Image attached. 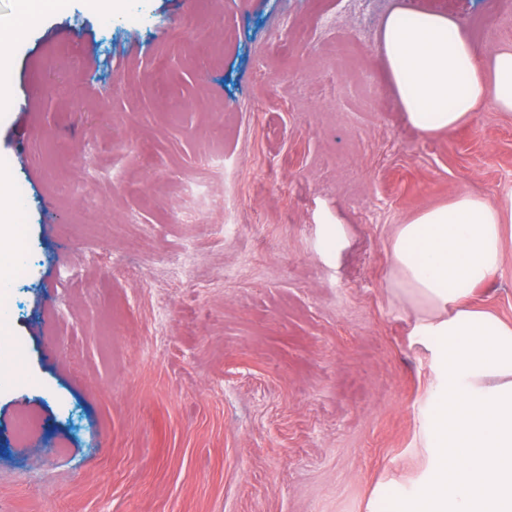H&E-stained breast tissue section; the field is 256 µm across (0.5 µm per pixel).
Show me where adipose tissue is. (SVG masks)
<instances>
[{"label":"adipose tissue","mask_w":512,"mask_h":512,"mask_svg":"<svg viewBox=\"0 0 512 512\" xmlns=\"http://www.w3.org/2000/svg\"><path fill=\"white\" fill-rule=\"evenodd\" d=\"M397 99L424 133L452 129L484 101L512 112V47L490 58L448 16L392 15L380 36ZM0 176V288L19 264L16 209ZM512 196L460 193L402 225L392 273L433 308L414 333L433 341L421 426L425 464L412 490L392 484L397 512H512V321L474 304V288L504 262Z\"/></svg>","instance_id":"1"}]
</instances>
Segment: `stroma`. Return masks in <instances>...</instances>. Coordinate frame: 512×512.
<instances>
[{"label":"stroma","mask_w":512,"mask_h":512,"mask_svg":"<svg viewBox=\"0 0 512 512\" xmlns=\"http://www.w3.org/2000/svg\"><path fill=\"white\" fill-rule=\"evenodd\" d=\"M399 8L512 44V0H0V512H367L416 479L431 352L391 245L512 195V112L411 126ZM471 299L512 320V244ZM6 178L0 176V290L1 298L11 276L19 265V251L16 243V209L9 195L3 191Z\"/></svg>","instance_id":"35a3bbf8"}]
</instances>
